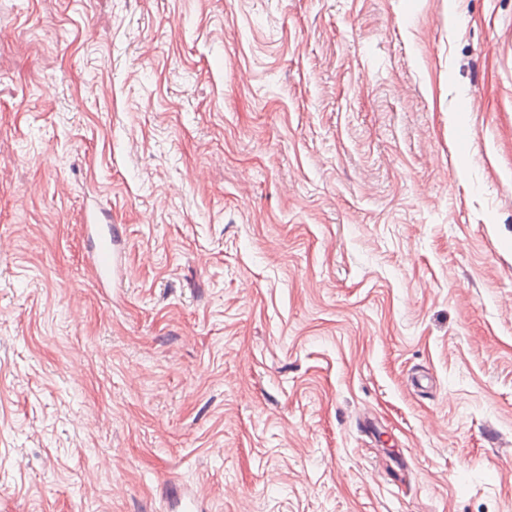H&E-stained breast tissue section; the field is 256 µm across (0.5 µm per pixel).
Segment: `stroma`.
Returning a JSON list of instances; mask_svg holds the SVG:
<instances>
[{"label":"stroma","instance_id":"obj_1","mask_svg":"<svg viewBox=\"0 0 512 512\" xmlns=\"http://www.w3.org/2000/svg\"><path fill=\"white\" fill-rule=\"evenodd\" d=\"M179 484L512 512V0H0V512ZM90 243L89 258L94 268L97 281L103 286L114 285L122 268V257L114 249L116 243L115 229L112 224H84Z\"/></svg>","mask_w":512,"mask_h":512}]
</instances>
